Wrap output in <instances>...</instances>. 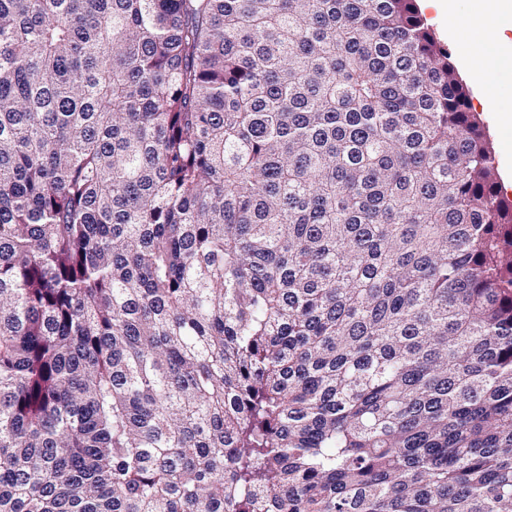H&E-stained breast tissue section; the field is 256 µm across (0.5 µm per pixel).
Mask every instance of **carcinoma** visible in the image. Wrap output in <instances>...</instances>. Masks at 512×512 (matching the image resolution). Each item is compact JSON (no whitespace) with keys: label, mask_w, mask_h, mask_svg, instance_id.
Instances as JSON below:
<instances>
[{"label":"carcinoma","mask_w":512,"mask_h":512,"mask_svg":"<svg viewBox=\"0 0 512 512\" xmlns=\"http://www.w3.org/2000/svg\"><path fill=\"white\" fill-rule=\"evenodd\" d=\"M415 0H0V512H512V202Z\"/></svg>","instance_id":"cac0c4a2"}]
</instances>
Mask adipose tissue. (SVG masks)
<instances>
[{
  "label": "adipose tissue",
  "instance_id": "ef3b65f1",
  "mask_svg": "<svg viewBox=\"0 0 512 512\" xmlns=\"http://www.w3.org/2000/svg\"><path fill=\"white\" fill-rule=\"evenodd\" d=\"M455 18L454 36L462 49L482 45L487 50L482 69L469 72L481 90L480 102L497 114L499 125L512 128V104H502L501 91L512 86V0H476L468 12L460 11L458 0H436Z\"/></svg>",
  "mask_w": 512,
  "mask_h": 512
}]
</instances>
